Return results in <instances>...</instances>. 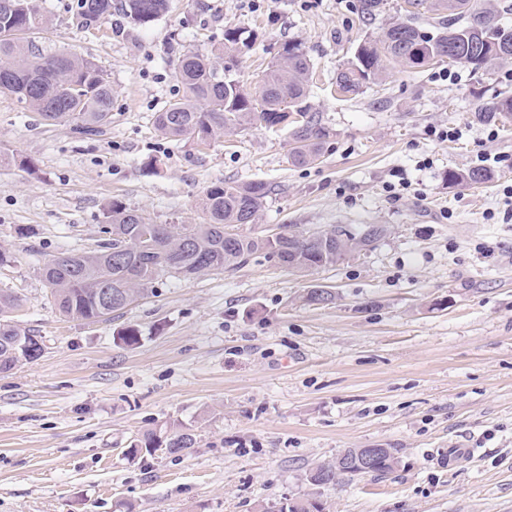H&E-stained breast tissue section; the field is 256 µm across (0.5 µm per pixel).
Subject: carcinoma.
<instances>
[{
    "label": "carcinoma",
    "instance_id": "obj_1",
    "mask_svg": "<svg viewBox=\"0 0 512 512\" xmlns=\"http://www.w3.org/2000/svg\"><path fill=\"white\" fill-rule=\"evenodd\" d=\"M405 11L437 15L435 30L426 32L408 21L390 23L373 39L361 41L353 58L336 73L339 94H356L366 84L383 80L394 67L416 69L448 62L472 73H487L512 60V27L500 23L495 0H404ZM168 9V0H70L68 11L80 30L99 29L119 15L138 27H148ZM49 22L42 0H0V93L14 96L23 109L49 124L72 123L85 136L102 132L112 123V83L91 59L71 53H48L35 34ZM257 33L250 27L224 25V39L210 56L185 51L178 57L177 77L183 93L153 115L162 136L201 143L241 133L254 125L288 126L290 158L299 165L317 162L327 137L314 123L305 103L312 65L300 40L281 44L260 84L251 92L234 77L226 61L254 49ZM483 121L512 119V92L476 112ZM492 173L474 167L450 170L448 183L480 185ZM268 185L262 182H214L205 190L202 224H166L162 235L135 210L119 204L107 210L108 239L92 250H74L49 261L42 277L54 306L67 318L97 322L128 307L124 297L138 298L164 278H191L198 270H235L252 260L296 262L295 269L333 266L349 255L345 245L361 240L370 246L385 233L378 224L355 229L334 225L304 234L281 231L252 237L227 231L255 223L267 204ZM19 298L0 289V373L39 359L43 348L29 353L34 333L21 328L9 314ZM194 445L183 429L148 431L135 440L129 454L164 451L180 453ZM336 462L313 467L308 482L318 488L336 483ZM278 512H322L321 504L286 495L276 500Z\"/></svg>",
    "mask_w": 512,
    "mask_h": 512
}]
</instances>
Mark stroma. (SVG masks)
Returning a JSON list of instances; mask_svg holds the SVG:
<instances>
[{
	"label": "stroma",
	"mask_w": 512,
	"mask_h": 512,
	"mask_svg": "<svg viewBox=\"0 0 512 512\" xmlns=\"http://www.w3.org/2000/svg\"><path fill=\"white\" fill-rule=\"evenodd\" d=\"M169 0L145 28L83 31L68 0H46L36 40L93 59L112 82V123L82 138L0 95V288L42 356L0 374V512H255L313 495L325 512H512V122L473 110L512 88V62L456 84L439 69L392 70L337 94V68L395 20L403 0L360 19L338 0ZM259 25L235 72L258 85L281 43H305L308 102L328 132L319 164L289 160V132L260 126L204 146L161 137L153 115L181 95L177 58L209 52L225 24ZM464 127L441 142L433 127ZM499 156L491 181L451 185L448 170ZM407 181L392 193L389 185ZM262 181L271 194L245 234L381 224L371 248L291 271L264 260L167 278L109 319L66 318L40 270L95 247L115 203L153 224H199L213 182ZM330 291L311 304L309 287ZM139 332L128 346L117 336ZM187 429L193 448L129 456L134 439ZM398 451L386 477L317 488L316 464L348 448ZM471 448L448 469L439 450Z\"/></svg>",
	"instance_id": "1"
}]
</instances>
